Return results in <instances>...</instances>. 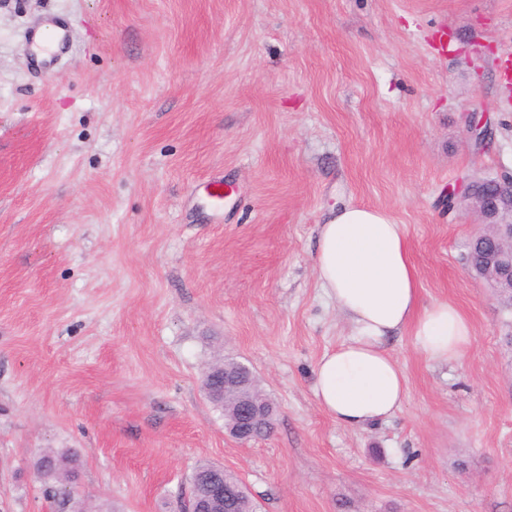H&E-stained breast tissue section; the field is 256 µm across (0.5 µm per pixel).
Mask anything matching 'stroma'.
Segmentation results:
<instances>
[{
	"label": "stroma",
	"mask_w": 512,
	"mask_h": 512,
	"mask_svg": "<svg viewBox=\"0 0 512 512\" xmlns=\"http://www.w3.org/2000/svg\"><path fill=\"white\" fill-rule=\"evenodd\" d=\"M50 17L72 43L40 69ZM508 57L512 0H0V512H55L48 448L112 512H178L203 460L259 512H512V313L445 203L512 174ZM343 204L405 225L422 305L473 328L450 364L392 337L406 399L358 429L314 396L351 334L314 261ZM218 353L273 401L269 436L225 430ZM487 117V112L485 110L483 111H473L469 112L466 116L465 120V134L469 141L475 145L481 144L482 141L487 139L489 137V131L487 128V120H479V122H476L479 118V116ZM79 458L67 450L48 449L43 451L36 461V474L45 485L48 498L66 500L73 498V506L86 512L82 500L74 498L73 485L78 477Z\"/></svg>",
	"instance_id": "obj_1"
}]
</instances>
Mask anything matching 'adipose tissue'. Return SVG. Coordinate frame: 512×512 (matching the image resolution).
<instances>
[{
	"instance_id": "obj_1",
	"label": "adipose tissue",
	"mask_w": 512,
	"mask_h": 512,
	"mask_svg": "<svg viewBox=\"0 0 512 512\" xmlns=\"http://www.w3.org/2000/svg\"><path fill=\"white\" fill-rule=\"evenodd\" d=\"M315 267L320 287L353 329L315 372L316 400L338 425L364 428L401 409L405 375L383 346L394 331L410 329L429 361L465 356L468 319L445 301L421 305L406 227L386 212L361 205L331 212L319 227Z\"/></svg>"
}]
</instances>
